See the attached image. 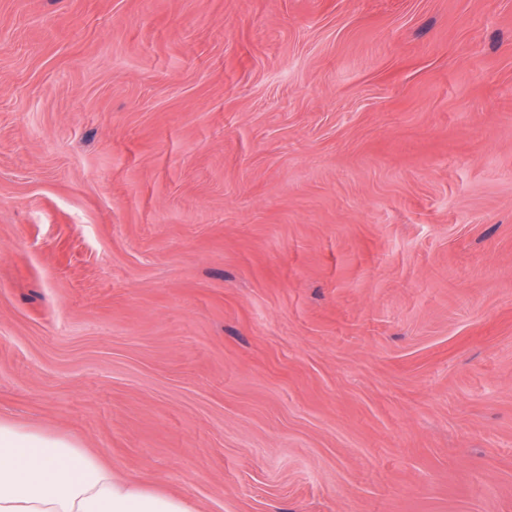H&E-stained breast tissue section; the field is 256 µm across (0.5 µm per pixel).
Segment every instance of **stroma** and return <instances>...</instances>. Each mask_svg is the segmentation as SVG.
I'll return each mask as SVG.
<instances>
[{
    "mask_svg": "<svg viewBox=\"0 0 512 512\" xmlns=\"http://www.w3.org/2000/svg\"><path fill=\"white\" fill-rule=\"evenodd\" d=\"M0 418L195 512H512V0H0Z\"/></svg>",
    "mask_w": 512,
    "mask_h": 512,
    "instance_id": "1",
    "label": "stroma"
}]
</instances>
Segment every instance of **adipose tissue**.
<instances>
[{
  "label": "adipose tissue",
  "instance_id": "1",
  "mask_svg": "<svg viewBox=\"0 0 512 512\" xmlns=\"http://www.w3.org/2000/svg\"><path fill=\"white\" fill-rule=\"evenodd\" d=\"M0 512H195L128 480L67 436L0 418Z\"/></svg>",
  "mask_w": 512,
  "mask_h": 512
}]
</instances>
